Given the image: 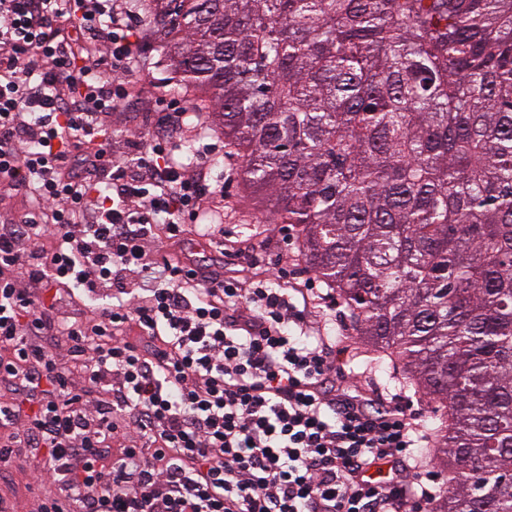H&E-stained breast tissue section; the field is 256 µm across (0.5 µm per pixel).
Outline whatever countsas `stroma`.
Here are the masks:
<instances>
[{
	"label": "stroma",
	"instance_id": "stroma-1",
	"mask_svg": "<svg viewBox=\"0 0 512 512\" xmlns=\"http://www.w3.org/2000/svg\"><path fill=\"white\" fill-rule=\"evenodd\" d=\"M170 76L168 50L160 46L156 34H149L140 65L130 70L127 76L133 94L122 113L116 116V123L137 135L153 133L158 116L167 112L169 104L174 101L167 88ZM204 140L215 144L216 149L210 155L200 157L199 162L210 169L214 183L223 185L224 193L214 196L208 209L201 211L197 222L187 223L186 250L208 253L207 241L201 236L199 227L211 221L220 222L224 225L226 267L236 268L240 253L255 250L270 265L282 270L283 287L318 288L319 280L301 260L296 231L285 235L271 234L269 224L263 218V208L250 197L235 161L226 158L220 150L222 136L213 133ZM306 313L311 323L323 327L325 335L335 337L337 347L344 351L343 362L347 372L355 376L369 393L386 398L399 394L404 401H412L411 393L402 392L397 384L375 372L366 346L347 337L342 308L329 307L313 293L306 302ZM42 463L43 458L38 454L17 456L12 464L10 482L0 486L1 493L14 498L16 512H40L42 495L37 468Z\"/></svg>",
	"mask_w": 512,
	"mask_h": 512
}]
</instances>
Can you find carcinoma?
Listing matches in <instances>:
<instances>
[{
  "label": "carcinoma",
  "instance_id": "carcinoma-1",
  "mask_svg": "<svg viewBox=\"0 0 512 512\" xmlns=\"http://www.w3.org/2000/svg\"><path fill=\"white\" fill-rule=\"evenodd\" d=\"M145 22L375 369L431 405L434 512H512V0H167Z\"/></svg>",
  "mask_w": 512,
  "mask_h": 512
}]
</instances>
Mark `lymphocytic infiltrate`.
<instances>
[{"instance_id":"lymphocytic-infiltrate-1","label":"lymphocytic infiltrate","mask_w":512,"mask_h":512,"mask_svg":"<svg viewBox=\"0 0 512 512\" xmlns=\"http://www.w3.org/2000/svg\"><path fill=\"white\" fill-rule=\"evenodd\" d=\"M145 39L113 0H0V178L30 201L0 226V470L44 450L43 512H432L419 414L350 382L295 289L156 258L212 190L169 150L185 111L145 148L112 124Z\"/></svg>"}]
</instances>
